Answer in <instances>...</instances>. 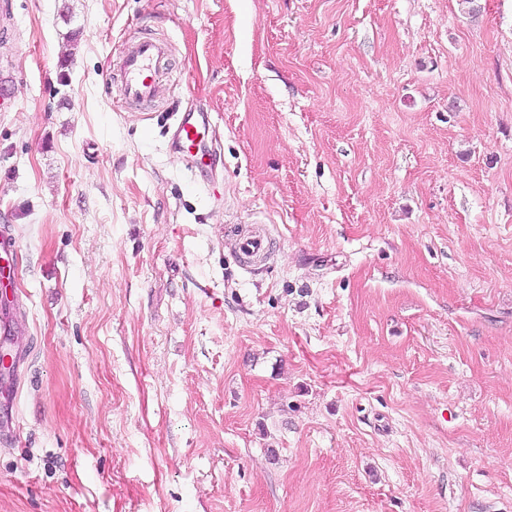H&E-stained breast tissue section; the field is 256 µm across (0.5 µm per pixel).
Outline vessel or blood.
<instances>
[{
	"label": "vessel or blood",
	"mask_w": 512,
	"mask_h": 512,
	"mask_svg": "<svg viewBox=\"0 0 512 512\" xmlns=\"http://www.w3.org/2000/svg\"><path fill=\"white\" fill-rule=\"evenodd\" d=\"M172 45L162 35L137 39L126 47L118 63V76L126 101L145 104L155 99L159 90L160 65L168 57ZM166 134L168 142L179 153L191 173L202 170L212 136L208 113L188 109L170 115ZM271 239L264 232L237 234L234 249L244 260L263 258L270 250Z\"/></svg>",
	"instance_id": "obj_1"
}]
</instances>
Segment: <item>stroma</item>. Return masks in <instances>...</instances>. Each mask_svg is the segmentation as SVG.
<instances>
[{
	"label": "stroma",
	"instance_id": "1",
	"mask_svg": "<svg viewBox=\"0 0 512 512\" xmlns=\"http://www.w3.org/2000/svg\"><path fill=\"white\" fill-rule=\"evenodd\" d=\"M10 3L0 512H512V0ZM171 49V42L162 35L141 37L126 47L117 71L127 102L145 104L155 99L160 65ZM172 122L168 124L165 135L170 147L179 153L192 175L202 176V157L208 154V139L212 137V128L207 112H172ZM235 236L234 249L246 263L263 258L270 250L271 238L265 232L255 231Z\"/></svg>",
	"mask_w": 512,
	"mask_h": 512
}]
</instances>
